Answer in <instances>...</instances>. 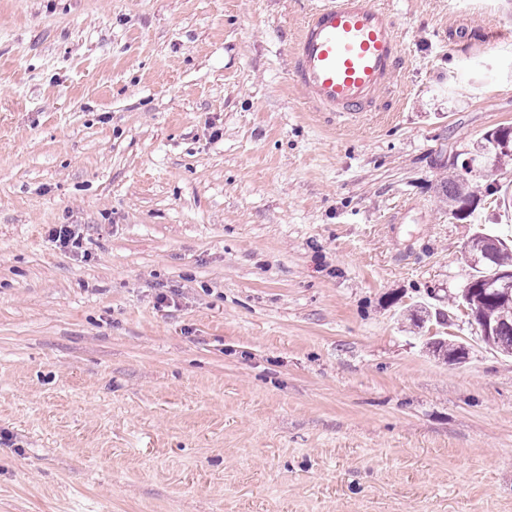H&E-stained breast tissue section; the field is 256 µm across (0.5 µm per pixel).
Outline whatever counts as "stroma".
I'll use <instances>...</instances> for the list:
<instances>
[{"mask_svg": "<svg viewBox=\"0 0 512 512\" xmlns=\"http://www.w3.org/2000/svg\"><path fill=\"white\" fill-rule=\"evenodd\" d=\"M317 2L0 0V512H512V358L450 305L512 209L437 193L512 125V0H380L353 120L290 79ZM465 163L462 162L459 172L448 174V178L440 182L438 193L443 201L448 203V212L457 219H465L477 205V193L472 191L471 185L463 186V173ZM77 225L74 224H60L56 225L50 230V235L59 243L61 248L72 250L82 246V238Z\"/></svg>", "mask_w": 512, "mask_h": 512, "instance_id": "35a3bbf8", "label": "stroma"}]
</instances>
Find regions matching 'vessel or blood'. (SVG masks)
Wrapping results in <instances>:
<instances>
[{"mask_svg":"<svg viewBox=\"0 0 512 512\" xmlns=\"http://www.w3.org/2000/svg\"><path fill=\"white\" fill-rule=\"evenodd\" d=\"M403 60L392 14L377 0H320L292 47L291 80L319 112L372 111Z\"/></svg>","mask_w":512,"mask_h":512,"instance_id":"b4317fda","label":"vessel or blood"}]
</instances>
